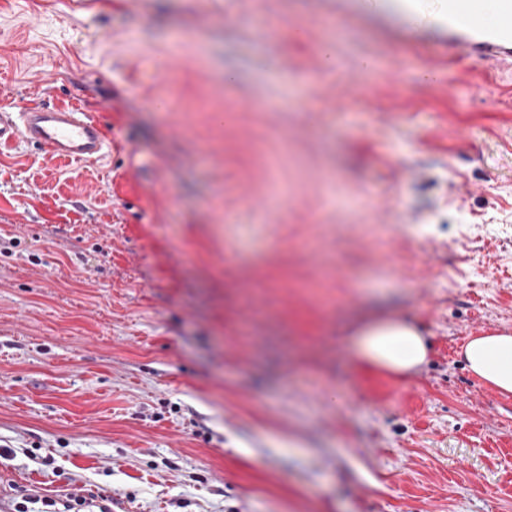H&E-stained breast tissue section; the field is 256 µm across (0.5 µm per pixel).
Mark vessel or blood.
Masks as SVG:
<instances>
[{"instance_id":"1","label":"vessel or blood","mask_w":512,"mask_h":512,"mask_svg":"<svg viewBox=\"0 0 512 512\" xmlns=\"http://www.w3.org/2000/svg\"><path fill=\"white\" fill-rule=\"evenodd\" d=\"M368 17L397 8L407 39L447 46L452 58L476 57L512 67V0H496L497 22L486 15V0H354ZM31 145L65 161L98 162L120 143L106 133L99 114L80 105L42 103L0 108V148Z\"/></svg>"}]
</instances>
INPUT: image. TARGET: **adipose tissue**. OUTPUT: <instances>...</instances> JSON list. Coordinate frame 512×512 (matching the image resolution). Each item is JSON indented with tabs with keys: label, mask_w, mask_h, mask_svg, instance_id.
<instances>
[{
	"label": "adipose tissue",
	"mask_w": 512,
	"mask_h": 512,
	"mask_svg": "<svg viewBox=\"0 0 512 512\" xmlns=\"http://www.w3.org/2000/svg\"><path fill=\"white\" fill-rule=\"evenodd\" d=\"M355 353L395 375L407 376L424 364L430 344L419 328L395 316L376 317L353 337ZM460 355L470 372L502 397L512 396V331L470 338Z\"/></svg>",
	"instance_id": "ef3b65f1"
}]
</instances>
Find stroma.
Listing matches in <instances>:
<instances>
[{
	"instance_id": "stroma-1",
	"label": "stroma",
	"mask_w": 512,
	"mask_h": 512,
	"mask_svg": "<svg viewBox=\"0 0 512 512\" xmlns=\"http://www.w3.org/2000/svg\"><path fill=\"white\" fill-rule=\"evenodd\" d=\"M399 21L348 0H0V103L106 102L124 145L0 151L7 504L512 512V397L458 355L512 330V70ZM369 56L383 75L358 72ZM123 172L148 202L113 195ZM136 221L167 252L127 239ZM377 315L427 337L411 376L350 350ZM86 499L81 496L70 495L65 500L41 499L22 495L21 501L16 502L15 512H81ZM41 504L40 507L33 505ZM30 505V506H29Z\"/></svg>"
}]
</instances>
